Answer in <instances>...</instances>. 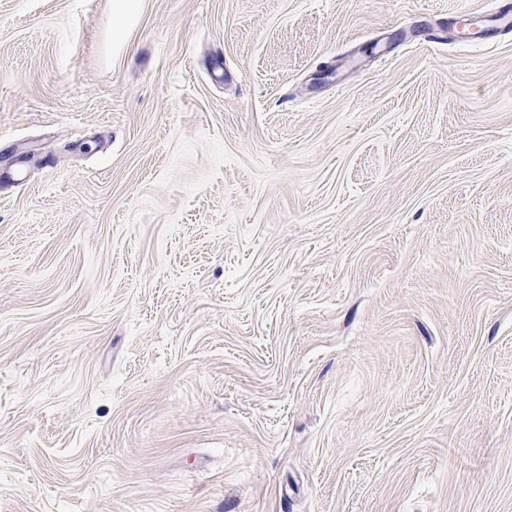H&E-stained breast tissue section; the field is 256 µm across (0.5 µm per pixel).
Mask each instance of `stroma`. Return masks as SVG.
Returning <instances> with one entry per match:
<instances>
[{
  "mask_svg": "<svg viewBox=\"0 0 512 512\" xmlns=\"http://www.w3.org/2000/svg\"><path fill=\"white\" fill-rule=\"evenodd\" d=\"M489 5L0 0V512H512Z\"/></svg>",
  "mask_w": 512,
  "mask_h": 512,
  "instance_id": "obj_1",
  "label": "stroma"
}]
</instances>
